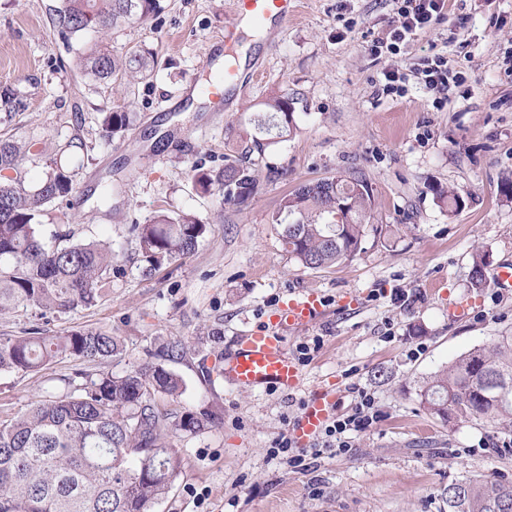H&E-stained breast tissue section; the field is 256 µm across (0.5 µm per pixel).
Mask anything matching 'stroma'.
Returning <instances> with one entry per match:
<instances>
[{"label": "stroma", "mask_w": 512, "mask_h": 512, "mask_svg": "<svg viewBox=\"0 0 512 512\" xmlns=\"http://www.w3.org/2000/svg\"><path fill=\"white\" fill-rule=\"evenodd\" d=\"M295 18L273 37L258 34L253 55L263 73L223 112L206 97L163 103L208 73L233 13V0H160L148 21L109 31L112 56L152 51L151 74L115 86L86 78L79 50L97 36L66 43L51 15L59 0H0V84H15L23 106L0 122V137L36 140L44 155L25 161L28 179L46 169L57 143L80 136L84 166L68 199L49 206L45 233L68 225L75 240H106L112 281L100 302L39 320L18 309L0 315V335L39 326L47 335L102 329L122 351L106 366L70 357L47 369L0 372V417L24 412L106 370L137 369L151 350L189 347L168 362L183 380L176 407L209 408L220 421L175 437L182 465L154 512H441V494L466 477L512 479V427L486 417L446 423L421 406L422 382L476 347L512 335V292L470 286L472 255L512 263V203L498 185L512 176V0H447L442 16L376 57L370 47L397 17L395 0H298ZM443 57L462 76L447 96L412 77ZM398 65L408 78L384 88ZM274 91L294 102L290 137L252 154L259 175L244 203L202 192L194 167L219 171L230 154L229 126L253 127ZM124 107L135 121L124 137L103 138L101 113ZM357 171L373 188L374 221L352 261L327 269L300 266L284 250L271 215L299 184ZM460 192L449 214L437 189ZM195 215L207 229L190 256L143 276L132 225L161 213ZM317 293L322 319L288 334L290 355L308 345L296 389L244 390L219 373L220 356L289 297ZM468 299V315L453 312ZM337 397L336 414L354 412L367 392L382 419L351 435L348 452H323L300 469L269 459L316 389Z\"/></svg>", "instance_id": "stroma-1"}]
</instances>
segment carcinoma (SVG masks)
<instances>
[{"mask_svg":"<svg viewBox=\"0 0 512 512\" xmlns=\"http://www.w3.org/2000/svg\"><path fill=\"white\" fill-rule=\"evenodd\" d=\"M156 0H60L53 22L67 42L88 30L102 33L122 23L144 22ZM80 66L95 81H130L151 71L149 57L133 50L123 59L106 49L82 52ZM268 110L260 138L235 131L245 153L224 157L214 174L195 168L196 185L208 192L218 185L224 200L243 201L257 188L248 154L262 153L295 129L292 99L276 94L263 102ZM21 107L20 92L0 86V112L10 117ZM130 113H102L105 137H122ZM85 143L73 137L58 145L44 176L26 181L22 161L44 153L36 140L18 144L0 139V314L23 307L37 319L91 308L112 278V252L103 240L71 241L63 231L46 240L40 230L45 207L70 195ZM438 199L454 214L463 199L440 189ZM348 203L336 223V198ZM289 218L283 223L281 216ZM372 192L355 172L299 185L286 194L273 216L288 254L309 269H325L355 258L373 224ZM206 225L189 214H161L136 224L142 274L191 255ZM489 254L473 256L470 280L479 290L488 281ZM121 351L112 332L87 329L64 336H43L37 326L24 336H0V372L29 374L63 357L102 365ZM187 346L173 341L151 360L122 375L101 373L62 396L38 400L25 412L0 419V512H154L180 465V449L171 440L193 435L215 422L210 410L169 408L182 392V380L152 359L184 357ZM420 404L445 421L490 417L512 426V336L490 347L474 348L430 377L419 389ZM448 512H512V481L466 477L448 485Z\"/></svg>","mask_w":512,"mask_h":512,"instance_id":"cac0c4a2","label":"carcinoma"}]
</instances>
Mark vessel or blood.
Listing matches in <instances>:
<instances>
[{
	"mask_svg": "<svg viewBox=\"0 0 512 512\" xmlns=\"http://www.w3.org/2000/svg\"><path fill=\"white\" fill-rule=\"evenodd\" d=\"M297 0H234V22L224 31V53L233 55L239 21H284L293 16ZM239 64L225 66L219 79L210 84L207 95L226 106L229 93L243 83ZM322 305L317 295L289 298L273 311L262 325L236 337L235 347L224 356V377L244 389L276 387L288 391L297 387L300 371L288 354V331L308 328L321 318ZM336 408V396L325 388L316 389L306 400L290 437L300 446L318 435Z\"/></svg>",
	"mask_w": 512,
	"mask_h": 512,
	"instance_id": "obj_1",
	"label": "vessel or blood"
}]
</instances>
